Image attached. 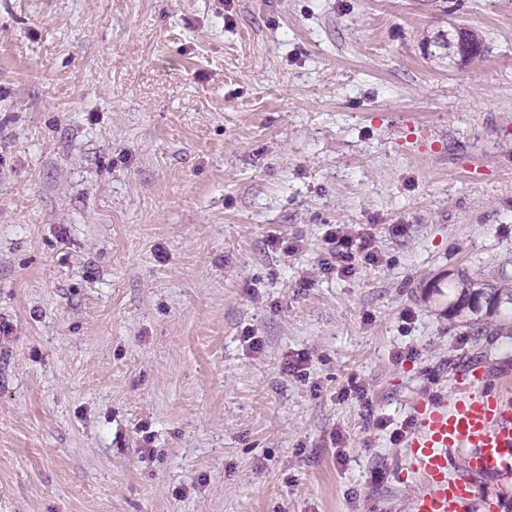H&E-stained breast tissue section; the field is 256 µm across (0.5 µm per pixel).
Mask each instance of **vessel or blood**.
I'll return each instance as SVG.
<instances>
[{
    "instance_id": "1",
    "label": "vessel or blood",
    "mask_w": 512,
    "mask_h": 512,
    "mask_svg": "<svg viewBox=\"0 0 512 512\" xmlns=\"http://www.w3.org/2000/svg\"><path fill=\"white\" fill-rule=\"evenodd\" d=\"M471 370L452 399L419 407L408 439L409 470L423 485L412 512H473L479 480L498 475L512 454V397L485 388ZM468 449L465 472H451L450 451Z\"/></svg>"
}]
</instances>
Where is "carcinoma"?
Here are the masks:
<instances>
[{"instance_id":"obj_1","label":"carcinoma","mask_w":512,"mask_h":512,"mask_svg":"<svg viewBox=\"0 0 512 512\" xmlns=\"http://www.w3.org/2000/svg\"><path fill=\"white\" fill-rule=\"evenodd\" d=\"M452 313L467 311L479 318L468 321L477 334L512 338V279L497 288H478L469 275H462V288L449 303Z\"/></svg>"}]
</instances>
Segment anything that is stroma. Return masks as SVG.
I'll list each match as a JSON object with an SVG mask.
<instances>
[{
    "mask_svg": "<svg viewBox=\"0 0 512 512\" xmlns=\"http://www.w3.org/2000/svg\"><path fill=\"white\" fill-rule=\"evenodd\" d=\"M340 224L380 263L323 273ZM465 273L512 0H0V512H411L418 405L512 395Z\"/></svg>",
    "mask_w": 512,
    "mask_h": 512,
    "instance_id": "stroma-1",
    "label": "stroma"
}]
</instances>
